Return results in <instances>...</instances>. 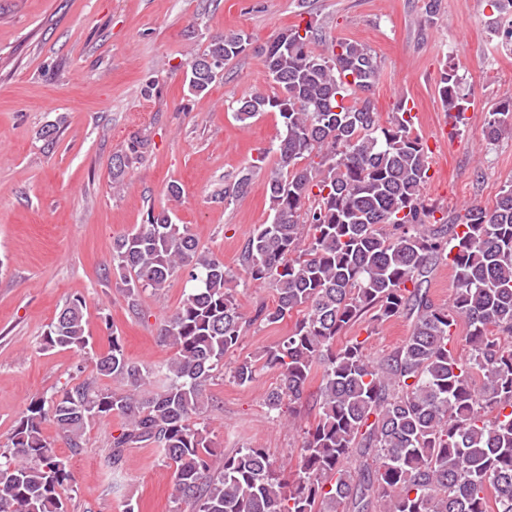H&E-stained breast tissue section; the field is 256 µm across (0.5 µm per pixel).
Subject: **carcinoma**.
<instances>
[{"instance_id": "1", "label": "carcinoma", "mask_w": 512, "mask_h": 512, "mask_svg": "<svg viewBox=\"0 0 512 512\" xmlns=\"http://www.w3.org/2000/svg\"><path fill=\"white\" fill-rule=\"evenodd\" d=\"M509 16L502 44L512 48V0H490ZM311 26L295 27L260 46L274 91L257 89L231 102L244 125L277 112L282 131L252 165L224 181V201L249 192L253 171L269 156L271 221L250 233L239 255L244 283L276 292V305L254 316L241 310L236 277L224 260L201 251L189 227L162 210L112 243V266L127 271L129 310L139 296L160 292L183 274L192 288L160 323V342L173 357L158 366L130 362L117 335L96 357L95 373L58 396L31 399L0 449V512H67L62 491L73 480L67 461L43 435L55 425L71 453L83 448L89 422L116 415L107 463L119 468L125 451L152 444L174 467V512H512V182L490 206L473 204L456 216L435 217L423 189L429 147L413 133L407 102L382 120L371 92L380 69L373 50L337 38L321 52ZM252 45L243 32L216 35L188 64L195 96L217 76L208 60L227 63ZM448 114L470 105L455 66L438 82ZM512 132V96L489 113L483 134L493 143ZM133 141L112 157L121 179L138 159ZM448 257L455 288L448 305L428 294L433 267ZM413 319L411 335L379 359L366 354L367 334L392 320ZM294 319L287 336L266 351L263 366L279 372L266 395L281 415L321 374L318 418L304 431L288 477L272 468L264 448L230 455L199 420L205 387L224 370L248 327ZM469 350L452 347L460 324ZM87 307L69 300L48 326L42 347L86 353ZM260 367L245 358L231 371L240 385ZM119 381L116 391L98 378Z\"/></svg>"}]
</instances>
